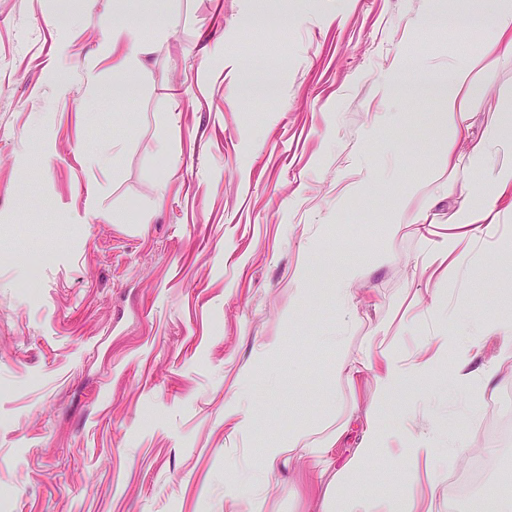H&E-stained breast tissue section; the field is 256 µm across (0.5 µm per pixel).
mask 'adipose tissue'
Instances as JSON below:
<instances>
[{
    "label": "adipose tissue",
    "mask_w": 512,
    "mask_h": 512,
    "mask_svg": "<svg viewBox=\"0 0 512 512\" xmlns=\"http://www.w3.org/2000/svg\"><path fill=\"white\" fill-rule=\"evenodd\" d=\"M474 17L494 30V37L480 52H468L450 65L448 72V127L452 132L448 149L441 156L440 167L449 175L458 170L457 143L459 137L469 128L475 85L500 58L512 56V0H504L496 15L485 14L483 0H471ZM112 49L116 51L115 69L122 73L136 70L142 65V58L150 53V46L143 43L137 27L116 24L112 27ZM434 357L424 354L414 365H406L392 346L389 336L373 339L360 350L351 361H338L337 374L355 378L361 371L376 369L380 403L392 400L398 393L412 388L432 370ZM366 430L362 444L356 448L346 467L336 472V482L346 485L364 471L382 449L385 443L384 431L379 421L378 406L366 412ZM322 512H418L413 503L406 500H390L363 493L349 492L344 497L326 494Z\"/></svg>",
    "instance_id": "adipose-tissue-1"
}]
</instances>
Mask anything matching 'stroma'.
Here are the masks:
<instances>
[{"instance_id":"stroma-1","label":"stroma","mask_w":512,"mask_h":512,"mask_svg":"<svg viewBox=\"0 0 512 512\" xmlns=\"http://www.w3.org/2000/svg\"><path fill=\"white\" fill-rule=\"evenodd\" d=\"M116 23L154 46L125 98ZM487 42L468 0H0V512H320L305 447L268 474L258 455L339 428L345 466L378 384L337 361L382 325L409 365L465 317L512 326L492 180L512 148L489 138L512 137V57L475 87L456 185L439 172L448 64ZM491 203L497 228L469 237ZM453 363L381 410L390 446L353 488L431 482L448 512L449 476L512 415V362L486 347L497 374L466 387ZM242 397L249 435L224 422ZM420 439L429 479L402 454Z\"/></svg>"}]
</instances>
